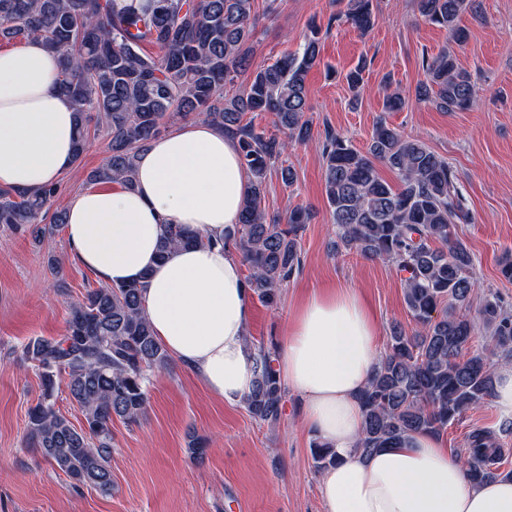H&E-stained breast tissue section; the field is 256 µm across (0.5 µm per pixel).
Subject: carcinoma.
Segmentation results:
<instances>
[{"instance_id":"obj_1","label":"carcinoma","mask_w":512,"mask_h":512,"mask_svg":"<svg viewBox=\"0 0 512 512\" xmlns=\"http://www.w3.org/2000/svg\"><path fill=\"white\" fill-rule=\"evenodd\" d=\"M475 0H416L425 22L445 28L457 43L468 38L460 16ZM256 0H148L141 8L117 10L114 0H0V43L36 38L60 57L59 86L73 102L76 153L91 134L109 139L110 155L92 170L95 183L133 185L138 150L167 121L203 117L239 140L251 175L240 222L224 245L248 266L252 295L272 306L299 266V232L308 214L294 208L283 219H267L264 204L271 166L291 143H305L308 72L320 63L318 31L293 54L255 70L251 39ZM345 21L358 31L376 22L372 0H345ZM426 81L416 98L442 110L470 109L476 98L470 75L446 50L423 61ZM249 79L231 97L224 86L244 73ZM248 112H270L284 135H266ZM324 185L336 235L347 250L387 260L404 278L405 305L418 330H392L388 352L359 395L363 429L358 450L369 455L397 446L407 435L440 436L448 425L493 397L492 357L512 358V314L496 292L479 310L490 331L491 353L471 351L476 324L469 308L477 288L474 257L452 231L468 217L458 177L448 161L418 138L405 137L385 121L376 124L367 152L337 134L322 144ZM382 163L399 180L394 187L377 169ZM58 191L0 190V228L29 232L35 242L66 224V212L49 213ZM214 241L179 224L165 225L161 260L183 245ZM147 277L138 282L89 288L71 306L59 338L38 337L22 349L42 384L40 401L29 410L27 439L64 472L74 487L112 493V420L135 423L147 403V371L165 369L170 356L143 311ZM255 385L244 405L273 425L280 419L284 387L271 352L257 348ZM83 415L73 425L55 409L58 381ZM317 467L336 462L331 448L314 440ZM504 454L493 432L475 429L457 459L473 481L484 483L509 472L496 468Z\"/></svg>"}]
</instances>
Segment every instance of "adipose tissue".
<instances>
[{
	"mask_svg": "<svg viewBox=\"0 0 512 512\" xmlns=\"http://www.w3.org/2000/svg\"><path fill=\"white\" fill-rule=\"evenodd\" d=\"M75 113L56 54L31 38L0 50V189L55 183L73 164ZM134 189L89 186L67 209L72 260L109 285L148 276L145 314L166 351L228 404L254 386L251 294L222 246L156 251L165 225L222 237L250 187L238 141L206 120L175 125L137 154ZM279 377L309 434L336 451L323 470L325 512H512V477L473 484L442 438L419 433L364 457L359 394L378 367V323L355 288L315 292L283 327Z\"/></svg>",
	"mask_w": 512,
	"mask_h": 512,
	"instance_id": "1",
	"label": "adipose tissue"
}]
</instances>
